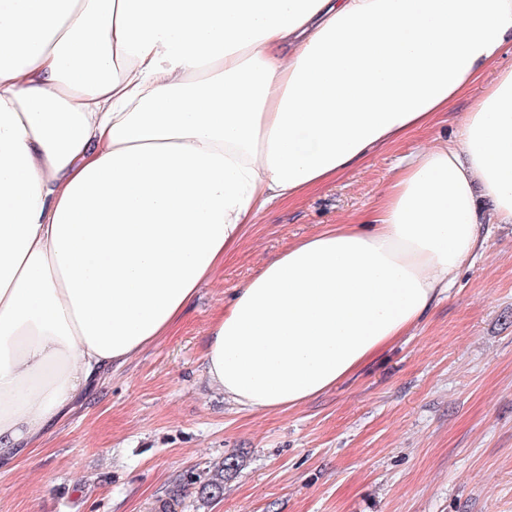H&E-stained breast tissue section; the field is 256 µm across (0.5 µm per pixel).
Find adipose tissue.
I'll use <instances>...</instances> for the list:
<instances>
[{
	"instance_id": "adipose-tissue-1",
	"label": "adipose tissue",
	"mask_w": 512,
	"mask_h": 512,
	"mask_svg": "<svg viewBox=\"0 0 512 512\" xmlns=\"http://www.w3.org/2000/svg\"><path fill=\"white\" fill-rule=\"evenodd\" d=\"M509 44L512 0H0V459L169 335L259 211L429 126ZM489 222L512 223V68L369 214L235 293L209 384L257 412L325 393Z\"/></svg>"
}]
</instances>
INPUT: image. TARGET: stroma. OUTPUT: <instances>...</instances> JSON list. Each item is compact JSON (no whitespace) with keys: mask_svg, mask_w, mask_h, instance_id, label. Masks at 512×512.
Returning <instances> with one entry per match:
<instances>
[{"mask_svg":"<svg viewBox=\"0 0 512 512\" xmlns=\"http://www.w3.org/2000/svg\"><path fill=\"white\" fill-rule=\"evenodd\" d=\"M462 94L336 181L260 211L169 336L90 387L30 456L0 462V512H512V224L356 376L251 412L212 389L208 329L288 244L375 207L396 164L456 137ZM224 494L201 486L224 457Z\"/></svg>","mask_w":512,"mask_h":512,"instance_id":"35a3bbf8","label":"stroma"}]
</instances>
